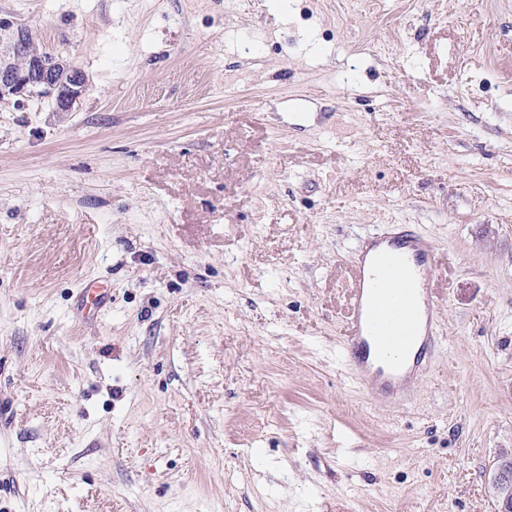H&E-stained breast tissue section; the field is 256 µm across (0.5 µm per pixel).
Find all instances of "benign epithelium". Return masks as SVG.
Here are the masks:
<instances>
[{
	"label": "benign epithelium",
	"mask_w": 512,
	"mask_h": 512,
	"mask_svg": "<svg viewBox=\"0 0 512 512\" xmlns=\"http://www.w3.org/2000/svg\"><path fill=\"white\" fill-rule=\"evenodd\" d=\"M35 41L25 23L0 19V95L35 96L34 88L54 97L56 110L70 112L86 90L83 72L53 52L30 58L27 68H16V60ZM490 493L502 503L501 512H512V452H501L488 481Z\"/></svg>",
	"instance_id": "1"
}]
</instances>
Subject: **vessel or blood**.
I'll use <instances>...</instances> for the list:
<instances>
[{
  "label": "vessel or blood",
  "mask_w": 512,
  "mask_h": 512,
  "mask_svg": "<svg viewBox=\"0 0 512 512\" xmlns=\"http://www.w3.org/2000/svg\"><path fill=\"white\" fill-rule=\"evenodd\" d=\"M437 263L430 240L399 227L365 238L351 254L343 351L377 404L411 397L432 369L443 341L431 286Z\"/></svg>",
  "instance_id": "1"
}]
</instances>
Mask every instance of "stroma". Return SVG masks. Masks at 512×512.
Returning a JSON list of instances; mask_svg holds the SVG:
<instances>
[{"mask_svg": "<svg viewBox=\"0 0 512 512\" xmlns=\"http://www.w3.org/2000/svg\"><path fill=\"white\" fill-rule=\"evenodd\" d=\"M1 17L87 91L0 103V512H498L512 0ZM386 224L437 248L446 338L395 408L340 346L349 254Z\"/></svg>", "mask_w": 512, "mask_h": 512, "instance_id": "1", "label": "stroma"}]
</instances>
